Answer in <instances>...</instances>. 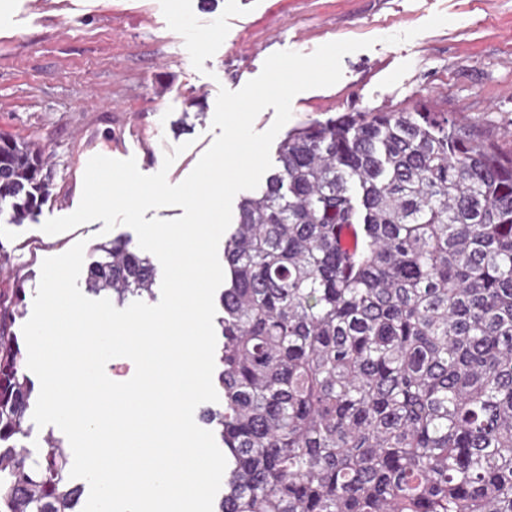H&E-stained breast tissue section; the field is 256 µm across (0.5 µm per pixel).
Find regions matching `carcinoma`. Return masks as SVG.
Masks as SVG:
<instances>
[{"label": "carcinoma", "instance_id": "carcinoma-1", "mask_svg": "<svg viewBox=\"0 0 512 512\" xmlns=\"http://www.w3.org/2000/svg\"><path fill=\"white\" fill-rule=\"evenodd\" d=\"M46 148L0 135V216L52 196ZM224 239L215 512H512V153L446 112H343L288 131ZM84 292L152 301L130 238ZM26 279L0 292V512H81L64 440L26 445L38 391Z\"/></svg>", "mask_w": 512, "mask_h": 512}]
</instances>
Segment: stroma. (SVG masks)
Listing matches in <instances>:
<instances>
[{
	"instance_id": "obj_1",
	"label": "stroma",
	"mask_w": 512,
	"mask_h": 512,
	"mask_svg": "<svg viewBox=\"0 0 512 512\" xmlns=\"http://www.w3.org/2000/svg\"><path fill=\"white\" fill-rule=\"evenodd\" d=\"M437 13L447 24L424 30ZM413 28L410 41L386 43ZM346 39L374 45L344 56L335 85L296 95L289 127L426 103L512 150V0H0V134L39 137L57 189L92 156L155 135L165 150L185 147L167 173L177 184L217 135L220 88L241 89L275 52ZM196 99L203 115L176 128ZM49 217L0 223V289L23 275L38 288L43 260L81 240L92 261L100 225L49 235Z\"/></svg>"
}]
</instances>
